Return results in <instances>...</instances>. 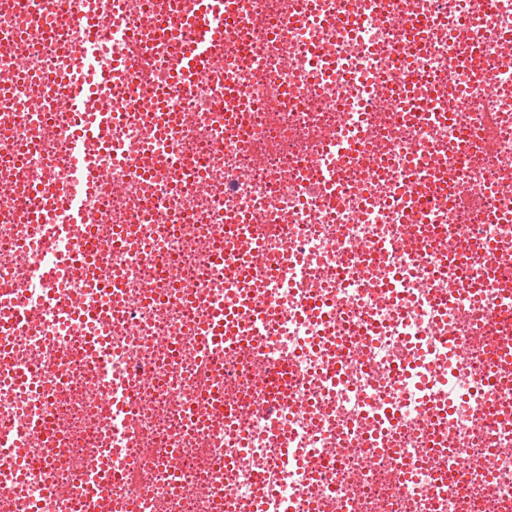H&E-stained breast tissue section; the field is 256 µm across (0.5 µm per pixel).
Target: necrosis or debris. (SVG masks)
Wrapping results in <instances>:
<instances>
[{
	"mask_svg": "<svg viewBox=\"0 0 512 512\" xmlns=\"http://www.w3.org/2000/svg\"><path fill=\"white\" fill-rule=\"evenodd\" d=\"M198 5L73 0L80 27L0 0L25 162L66 192L72 138L118 117L84 152L108 173L90 261L122 288L31 284L0 336V512H512V374L485 384L512 332V0H230L221 64L181 83L166 18ZM91 32L111 94L56 108L29 77ZM1 202L0 280L29 278L55 256L3 161ZM228 311L245 343L204 347Z\"/></svg>",
	"mask_w": 512,
	"mask_h": 512,
	"instance_id": "1",
	"label": "necrosis or debris"
}]
</instances>
